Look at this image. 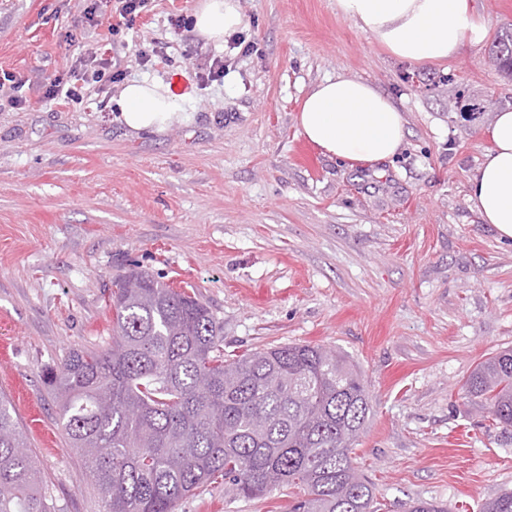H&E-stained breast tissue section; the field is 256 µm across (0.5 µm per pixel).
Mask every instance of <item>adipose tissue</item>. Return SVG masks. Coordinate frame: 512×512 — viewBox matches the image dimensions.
<instances>
[{
  "mask_svg": "<svg viewBox=\"0 0 512 512\" xmlns=\"http://www.w3.org/2000/svg\"><path fill=\"white\" fill-rule=\"evenodd\" d=\"M338 11L374 35L393 55L419 64L453 56L464 43L487 36L467 0H336ZM196 28L222 42L238 31L243 16L236 0H200ZM121 119L136 132H160L177 116L174 100L159 85L133 80L118 97ZM299 129L324 153L351 163L372 164L395 156L406 128L402 112L373 85L339 75L318 83L297 117ZM488 133L493 147L470 180L469 200L484 223L512 239V110L496 113Z\"/></svg>",
  "mask_w": 512,
  "mask_h": 512,
  "instance_id": "ef3b65f1",
  "label": "adipose tissue"
}]
</instances>
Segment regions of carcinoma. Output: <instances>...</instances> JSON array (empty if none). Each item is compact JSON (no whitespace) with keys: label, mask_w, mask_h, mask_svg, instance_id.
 Here are the masks:
<instances>
[{"label":"carcinoma","mask_w":512,"mask_h":512,"mask_svg":"<svg viewBox=\"0 0 512 512\" xmlns=\"http://www.w3.org/2000/svg\"><path fill=\"white\" fill-rule=\"evenodd\" d=\"M493 61L512 76V32ZM111 307V347L72 348L43 373L106 512H176L220 478L246 499L286 484L299 492L291 512H376L353 457L369 393L344 356L288 344L226 359L223 326L196 291L143 270L112 281ZM464 391L512 438L511 349L478 363ZM0 512H57L2 395ZM481 512H512V492Z\"/></svg>","instance_id":"obj_1"}]
</instances>
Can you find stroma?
<instances>
[{"label": "stroma", "mask_w": 512, "mask_h": 512, "mask_svg": "<svg viewBox=\"0 0 512 512\" xmlns=\"http://www.w3.org/2000/svg\"><path fill=\"white\" fill-rule=\"evenodd\" d=\"M488 34L451 58H397L336 0H238L241 54L171 16L199 0H151L109 41L85 31L87 0H0V74L28 78L25 110H0V392L60 512H104L70 446L45 368L72 347L106 348L113 277L131 268L194 287L224 324L225 354L284 344L341 352L362 374L371 415L354 444L379 512L436 499L479 512L512 490V440L462 384L512 348V241L483 223L469 180L512 110V77L489 61L512 30V0H470ZM83 31L76 48L66 30ZM160 48L162 57L142 54ZM121 81L83 103H43V86L102 50ZM226 58L221 80L201 72ZM363 79L403 113L406 143L362 167L299 131L323 79ZM172 92L161 132L119 117L124 83ZM173 93V92H172ZM481 111H464V104ZM294 491L239 497L200 487L177 512H289Z\"/></svg>", "instance_id": "obj_1"}]
</instances>
